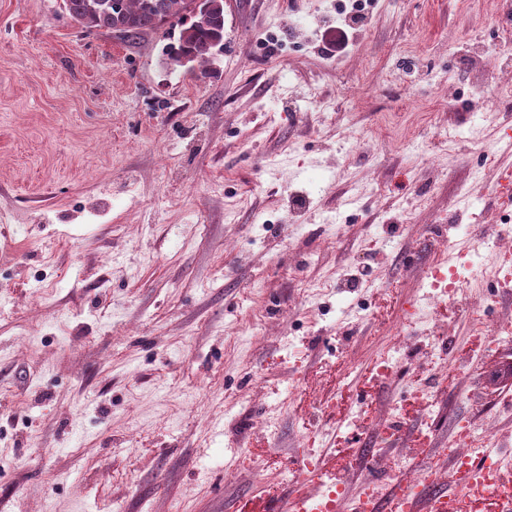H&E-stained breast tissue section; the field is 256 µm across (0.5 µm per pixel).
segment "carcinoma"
<instances>
[{
    "label": "carcinoma",
    "instance_id": "1",
    "mask_svg": "<svg viewBox=\"0 0 512 512\" xmlns=\"http://www.w3.org/2000/svg\"><path fill=\"white\" fill-rule=\"evenodd\" d=\"M63 0L71 18L87 29L119 28L127 40H136L149 31L167 26L179 28L175 43L168 47V64L178 67L184 55H193L196 76H205L214 50L224 45V0H213L206 14L186 11V0Z\"/></svg>",
    "mask_w": 512,
    "mask_h": 512
}]
</instances>
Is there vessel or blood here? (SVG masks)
Segmentation results:
<instances>
[{
    "mask_svg": "<svg viewBox=\"0 0 512 512\" xmlns=\"http://www.w3.org/2000/svg\"><path fill=\"white\" fill-rule=\"evenodd\" d=\"M454 480L451 489H433L422 485L415 489H402L387 500L371 503L364 499L349 501L339 495L327 505L328 512H344L353 507L354 512H476L485 500L497 504V512H512V479L500 471H489L476 459H467L453 466Z\"/></svg>",
    "mask_w": 512,
    "mask_h": 512,
    "instance_id": "b4317fda",
    "label": "vessel or blood"
}]
</instances>
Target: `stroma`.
<instances>
[{
  "label": "stroma",
  "mask_w": 512,
  "mask_h": 512,
  "mask_svg": "<svg viewBox=\"0 0 512 512\" xmlns=\"http://www.w3.org/2000/svg\"><path fill=\"white\" fill-rule=\"evenodd\" d=\"M168 42L0 0V512H282L309 441L351 498L408 467L448 485L464 418L512 471V337L466 350L427 287L457 225L478 250L512 217V96L475 110L512 81V0H375L352 27L229 0L195 80ZM504 276L469 288L492 327ZM414 303L444 333L405 323L380 374Z\"/></svg>",
  "instance_id": "obj_1"
}]
</instances>
